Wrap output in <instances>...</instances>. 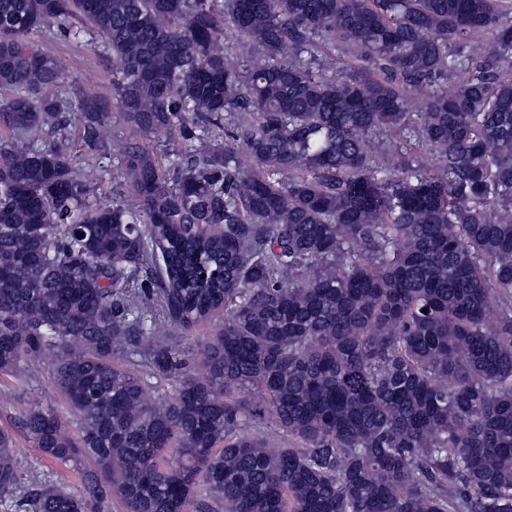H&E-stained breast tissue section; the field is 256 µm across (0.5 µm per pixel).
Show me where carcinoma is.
Wrapping results in <instances>:
<instances>
[{
  "label": "carcinoma",
  "mask_w": 512,
  "mask_h": 512,
  "mask_svg": "<svg viewBox=\"0 0 512 512\" xmlns=\"http://www.w3.org/2000/svg\"><path fill=\"white\" fill-rule=\"evenodd\" d=\"M38 32L112 54L110 204ZM50 350L81 488L0 429V512H512V0H0V374ZM220 318L215 317L212 321L202 323L195 327L191 335L178 334L180 347L186 352L188 356V370L189 373L202 378L204 370L199 361L195 358L196 343L198 340H203L205 337L214 333L215 325L219 323Z\"/></svg>",
  "instance_id": "cac0c4a2"
}]
</instances>
